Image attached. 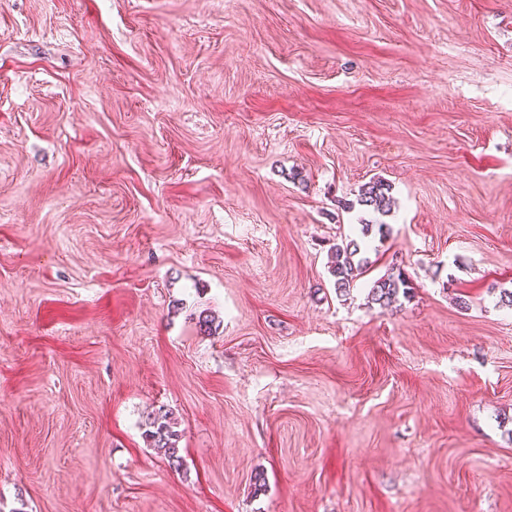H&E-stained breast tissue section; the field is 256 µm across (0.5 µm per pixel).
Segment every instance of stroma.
<instances>
[{
  "label": "stroma",
  "instance_id": "obj_1",
  "mask_svg": "<svg viewBox=\"0 0 512 512\" xmlns=\"http://www.w3.org/2000/svg\"><path fill=\"white\" fill-rule=\"evenodd\" d=\"M506 289L512 0H0V512H512ZM357 204L379 215H388L394 204L390 187L381 181L364 184L359 191ZM362 253V246L356 239H349L345 245L336 244L329 266L335 278L336 293L341 295L349 292L354 281L363 274L369 261ZM410 288L412 287L409 286L403 272L398 271L397 274L388 272L373 282L368 292V299H370L371 303L385 306L394 300L400 292H402L403 296H406ZM177 422L170 412L162 409L149 414L144 421L143 436L150 448H156L164 455L170 467L180 469L183 457L178 446L180 434L176 430Z\"/></svg>",
  "mask_w": 512,
  "mask_h": 512
}]
</instances>
